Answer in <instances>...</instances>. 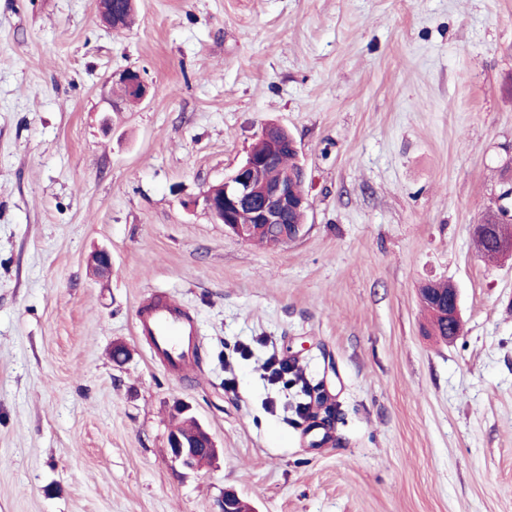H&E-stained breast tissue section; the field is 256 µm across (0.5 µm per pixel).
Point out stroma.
Listing matches in <instances>:
<instances>
[{
    "mask_svg": "<svg viewBox=\"0 0 512 512\" xmlns=\"http://www.w3.org/2000/svg\"><path fill=\"white\" fill-rule=\"evenodd\" d=\"M136 3L0 0V512H512V258L474 243L512 187V0ZM269 121L310 202L275 248L195 203ZM162 298L200 330L179 372L136 333ZM178 400L213 463L172 459ZM96 8L99 16L108 26L115 29L121 26L119 21L112 16L113 13L119 17L122 28L126 27L132 20L133 7H129L128 0H96ZM118 81L125 89L126 97L129 100L144 101L150 94V88L144 81L141 73L131 67L119 73ZM423 288H426V291L428 292V296L433 306L442 316L447 318L448 321L444 322L443 320H441V318L436 315L434 309L431 306L423 303L424 309L429 314V323L433 334L435 336H440L441 338L442 336H448V330L450 329L449 326L454 327L455 323L460 321L457 289L452 284L447 282L443 284H434L433 287L427 285ZM430 288H443L442 292L444 295L434 294L433 291L430 290ZM455 338V336H448V342L453 341Z\"/></svg>",
    "mask_w": 512,
    "mask_h": 512,
    "instance_id": "stroma-1",
    "label": "stroma"
}]
</instances>
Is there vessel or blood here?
<instances>
[{"label":"vessel or blood","mask_w":512,"mask_h":512,"mask_svg":"<svg viewBox=\"0 0 512 512\" xmlns=\"http://www.w3.org/2000/svg\"><path fill=\"white\" fill-rule=\"evenodd\" d=\"M137 324L155 354L171 368L187 364L196 328L193 318L180 305L168 299L151 302L142 307Z\"/></svg>","instance_id":"1"}]
</instances>
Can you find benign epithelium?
I'll list each match as a JSON object with an SVG mask.
<instances>
[{
    "label": "benign epithelium",
    "mask_w": 512,
    "mask_h": 512,
    "mask_svg": "<svg viewBox=\"0 0 512 512\" xmlns=\"http://www.w3.org/2000/svg\"><path fill=\"white\" fill-rule=\"evenodd\" d=\"M99 16L108 26L120 27L119 21L112 16V0H96ZM118 81L125 89L126 97L140 102L150 94V88L141 73L131 67L119 73ZM260 138L267 144L266 151L256 153L249 151L246 159L221 182L209 186L199 197L203 209L217 224L224 225L236 237L247 240L255 227L268 224L288 225V214L309 209L306 197L292 193L288 188L290 173L284 169L271 176L280 154L288 149L299 151L298 144L291 137L283 135V127L268 123L260 132ZM251 212L253 223L237 222L238 213ZM475 234L494 240L501 252L512 253V235L499 227L486 224L475 225ZM428 296L437 311L447 318L449 326L460 321L458 292L453 285H448V294H435L428 291ZM168 447L172 458L188 468L197 467L196 461L202 454L213 458L217 454L216 444L210 434L202 429L192 438L180 433L173 427L168 435ZM220 512H241L242 500L232 491L224 492L219 502Z\"/></svg>",
    "instance_id": "1"
}]
</instances>
